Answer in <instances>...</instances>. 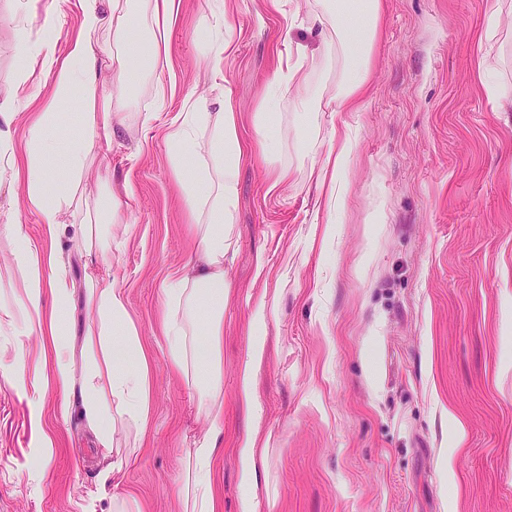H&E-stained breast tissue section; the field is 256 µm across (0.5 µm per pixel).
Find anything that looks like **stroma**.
I'll return each mask as SVG.
<instances>
[{"label":"stroma","mask_w":512,"mask_h":512,"mask_svg":"<svg viewBox=\"0 0 512 512\" xmlns=\"http://www.w3.org/2000/svg\"><path fill=\"white\" fill-rule=\"evenodd\" d=\"M77 2L0 0V100L15 88L17 28L31 43L64 45L80 28ZM382 2L360 112L328 106L336 73L320 63L318 0H181L168 50L149 57L137 89L103 75L101 91L127 101L129 117L112 139L96 138V164L110 175L90 173L81 191L119 202L112 269L146 343L163 281L195 251L167 157L172 122L229 101L252 148L238 174L224 308L223 512L247 506L238 449L255 432L267 459L254 512H512V112L493 111L477 77L493 0ZM214 28L234 31L218 58L199 38ZM299 45L320 105L303 122L295 93L283 94L270 158L254 117ZM337 137L350 144L339 209L318 203L311 176ZM284 167L287 188H273ZM63 255L78 336L84 280L98 270L72 248ZM256 338L263 351L252 360ZM247 361L253 412L241 397ZM61 397L36 399L0 369V512H113L116 496L173 512L187 454L209 425L164 352L151 431L111 477L83 421L54 417ZM44 431L57 442L48 458Z\"/></svg>","instance_id":"obj_1"}]
</instances>
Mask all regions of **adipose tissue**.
<instances>
[{
    "instance_id": "1",
    "label": "adipose tissue",
    "mask_w": 512,
    "mask_h": 512,
    "mask_svg": "<svg viewBox=\"0 0 512 512\" xmlns=\"http://www.w3.org/2000/svg\"><path fill=\"white\" fill-rule=\"evenodd\" d=\"M322 6L321 58L336 67L330 104L336 112L361 111L382 0H356L351 7L345 0H322ZM81 9L80 31L64 57H57L52 46H32L25 31L16 34L18 81L13 96L0 100V177H5L8 191H23L28 207L41 218L44 234L34 240L21 225H0V235L13 243V260L21 275L11 303L0 305V326H7L14 338L15 385L37 395L52 388L61 391L56 415L65 420L80 410L104 456L110 457L108 470L114 473L133 456L132 451H121L119 432L142 438L153 420L155 348L143 342L124 289L108 275L87 279L89 318L83 342L78 345L70 339L66 316L74 285L62 259L60 217L71 213L72 243L87 263L111 267V234L100 224L97 208L79 206L76 198L94 166L95 135H111L114 126L127 120L126 113L114 110L111 96L99 93L100 69L109 66L125 86L135 85L141 52L129 0H112L108 14L98 0H81ZM36 61L53 81L45 110L27 115L28 137L21 150L12 124L17 104L38 97L27 89ZM306 61L300 50L287 66L276 68L255 116L256 128L268 125L282 89L306 96ZM60 101L78 104L84 134L69 135L56 124L54 107ZM206 129L211 136L205 141L201 133ZM166 142L181 198L195 217L199 249L184 273L163 285L159 335L172 369L196 388L199 409L213 431L188 455L183 512H222L217 483L224 456V307L230 298L226 265L234 254V211L244 157L237 115L229 105L216 114L182 113ZM33 335L41 339L35 352L26 346Z\"/></svg>"
}]
</instances>
